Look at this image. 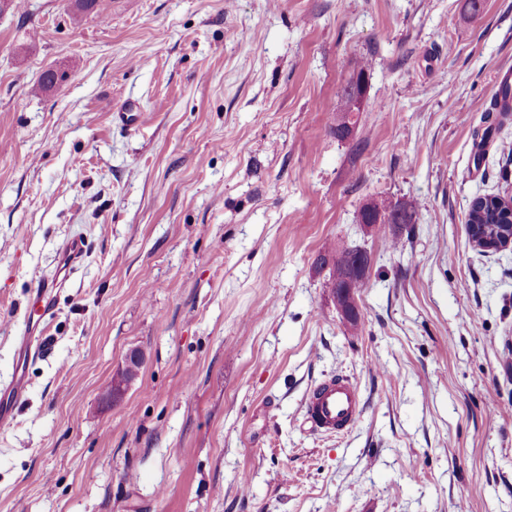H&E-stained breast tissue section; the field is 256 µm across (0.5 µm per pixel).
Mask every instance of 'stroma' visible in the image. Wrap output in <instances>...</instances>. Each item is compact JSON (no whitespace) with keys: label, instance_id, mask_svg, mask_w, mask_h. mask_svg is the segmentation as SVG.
I'll return each instance as SVG.
<instances>
[{"label":"stroma","instance_id":"1","mask_svg":"<svg viewBox=\"0 0 512 512\" xmlns=\"http://www.w3.org/2000/svg\"><path fill=\"white\" fill-rule=\"evenodd\" d=\"M506 75L512 0L0 12V385L33 281L87 252L0 425V512H512V248L466 226L512 196ZM380 198L415 223H360ZM339 242L369 257L354 332L321 266ZM334 375L361 413L327 436L304 402ZM352 83L354 86L357 84L360 85L361 92L358 93L355 89V94L352 98V91H351V82H347V85L343 89V93L341 96V104L336 112H339L336 116V135L338 137H342L341 129L346 128V119L348 112V102L351 100V106L349 111L350 112H360L362 105H363V92H364V77H359V71L356 73V75L352 79ZM352 131L351 124H348V127L346 128L343 137L349 136V134ZM467 224H474L473 228L476 230H478L479 224H484L488 227L490 231L488 237L485 236L486 231H484L485 235H481L480 238L476 236V239H474V244L477 248L482 249L483 252H499L512 247V228L511 234H508L506 237H503L500 240L494 238L495 242L492 243L495 246L482 247L478 245L479 241L482 245L490 244L491 238L494 237L495 228L493 226L498 228V235L500 230H502L501 224L512 225L511 201L508 202L507 200L496 196L480 197L475 199L468 213ZM139 366L138 356L130 352L125 359V368L119 371L114 378L113 385L107 391V396L114 399L120 398L137 378L136 368Z\"/></svg>","mask_w":512,"mask_h":512}]
</instances>
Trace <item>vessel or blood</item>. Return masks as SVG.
I'll return each instance as SVG.
<instances>
[{"mask_svg":"<svg viewBox=\"0 0 512 512\" xmlns=\"http://www.w3.org/2000/svg\"><path fill=\"white\" fill-rule=\"evenodd\" d=\"M83 239H69L62 247L56 272L52 278H38L29 292L27 310L30 316L28 332L19 344V360L11 382L0 388V424L11 421L15 406L26 394L28 384L22 368L29 358L47 353V330L58 310L57 296L84 260ZM360 413L357 386L344 375L330 377L311 389L305 402V414L311 426L322 433L340 435L356 421Z\"/></svg>","mask_w":512,"mask_h":512,"instance_id":"obj_1","label":"vessel or blood"}]
</instances>
